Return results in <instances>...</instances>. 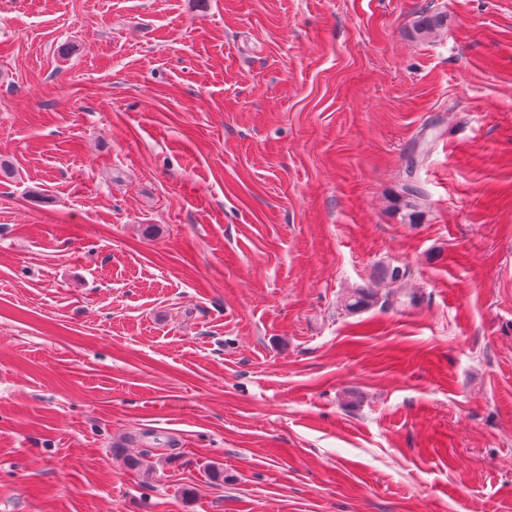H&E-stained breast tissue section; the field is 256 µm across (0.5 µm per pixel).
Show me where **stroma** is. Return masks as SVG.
<instances>
[{
	"instance_id": "35a3bbf8",
	"label": "stroma",
	"mask_w": 512,
	"mask_h": 512,
	"mask_svg": "<svg viewBox=\"0 0 512 512\" xmlns=\"http://www.w3.org/2000/svg\"><path fill=\"white\" fill-rule=\"evenodd\" d=\"M0 162V512H512V0H0ZM402 196L400 198V208L405 210V216L407 217V224H418L417 218L421 212L419 208L421 206V197L423 196L422 190L412 180H409L402 189ZM378 300V293L372 288H356L345 299L344 307L350 313L364 310Z\"/></svg>"
}]
</instances>
